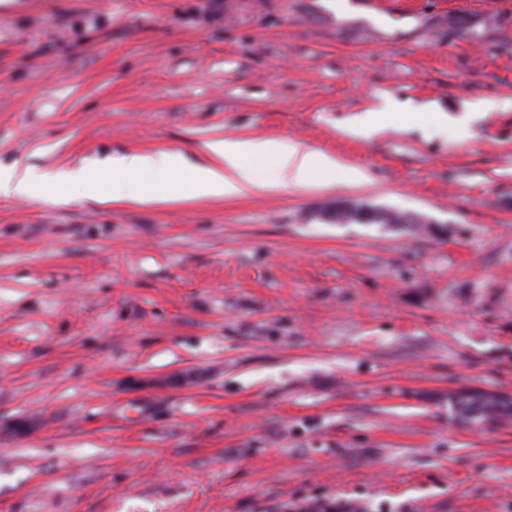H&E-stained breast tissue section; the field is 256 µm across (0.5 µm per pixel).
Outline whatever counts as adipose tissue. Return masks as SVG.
<instances>
[{
	"instance_id": "1",
	"label": "adipose tissue",
	"mask_w": 512,
	"mask_h": 512,
	"mask_svg": "<svg viewBox=\"0 0 512 512\" xmlns=\"http://www.w3.org/2000/svg\"><path fill=\"white\" fill-rule=\"evenodd\" d=\"M206 150V162L197 165L189 164L182 154L167 151L128 152L108 159L95 173L77 167L49 176L16 165L0 169V194L28 199L47 183L80 181L95 198L99 195L98 181L112 177L119 181L112 191V202L151 203L240 198L283 186H324L341 174L353 183L367 179L363 171L342 170L333 156L292 140L225 139L207 144ZM260 161L270 162L275 179L260 177L256 168ZM171 170L183 175L180 191L172 195L153 182L155 176Z\"/></svg>"
}]
</instances>
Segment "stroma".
I'll return each instance as SVG.
<instances>
[{
    "instance_id": "obj_1",
    "label": "stroma",
    "mask_w": 512,
    "mask_h": 512,
    "mask_svg": "<svg viewBox=\"0 0 512 512\" xmlns=\"http://www.w3.org/2000/svg\"><path fill=\"white\" fill-rule=\"evenodd\" d=\"M352 2L0 0L2 167L278 138L368 176L0 195V512H512V421L448 407L512 394V0ZM339 213L348 212L351 216L348 222L359 224H407L406 219L400 215L392 216L389 212L373 209L367 205L347 202L336 205ZM448 406L463 420L509 421L512 419V399L499 400L483 390L468 389L448 395Z\"/></svg>"
}]
</instances>
